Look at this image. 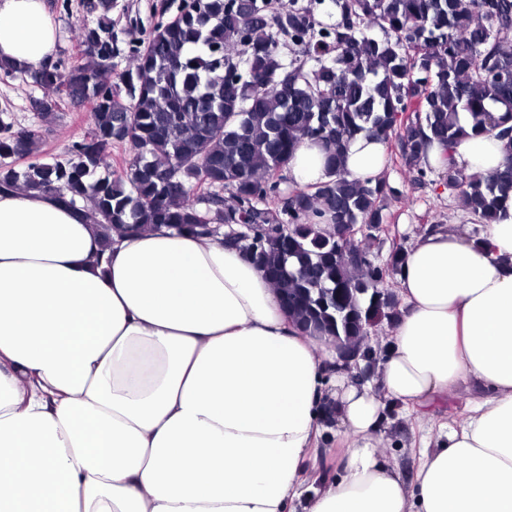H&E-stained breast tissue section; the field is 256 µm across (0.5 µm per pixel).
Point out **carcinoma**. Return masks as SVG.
<instances>
[{"instance_id": "cac0c4a2", "label": "carcinoma", "mask_w": 512, "mask_h": 512, "mask_svg": "<svg viewBox=\"0 0 512 512\" xmlns=\"http://www.w3.org/2000/svg\"><path fill=\"white\" fill-rule=\"evenodd\" d=\"M331 3L337 20L324 25L298 0L275 11L267 0H192L154 26L112 84V0H82L96 21L77 31V63L29 71L0 60V76L66 91L90 105V128L59 160L39 150L58 99L33 101L39 124L16 129L0 118V188L54 192L108 245L114 231L159 224L222 228L226 244L303 299L292 312L302 329L369 357L375 323L400 315L405 248L393 244L381 264L368 242L403 192L353 178L347 146L360 134L395 142L415 180L438 173L479 223L509 217L512 0ZM283 40L302 57L284 61ZM493 132L509 139L502 165L485 176L457 168L450 149ZM304 140L323 149L328 180L285 191L282 172ZM434 143L445 151L438 168L428 159ZM383 288L390 300L377 303Z\"/></svg>"}]
</instances>
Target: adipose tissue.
Instances as JSON below:
<instances>
[{
	"instance_id": "ef3b65f1",
	"label": "adipose tissue",
	"mask_w": 512,
	"mask_h": 512,
	"mask_svg": "<svg viewBox=\"0 0 512 512\" xmlns=\"http://www.w3.org/2000/svg\"><path fill=\"white\" fill-rule=\"evenodd\" d=\"M57 41L47 0H0V59L48 68ZM506 147L484 134L453 157L480 175ZM385 156L360 135L346 168L374 179ZM288 176L325 181L320 148ZM483 236L418 238L381 387L330 377L351 438L339 478L308 486L333 358L242 252L163 226L107 249L55 194L0 190V512H512V216ZM469 382L414 480L383 460L384 399L423 419Z\"/></svg>"
}]
</instances>
